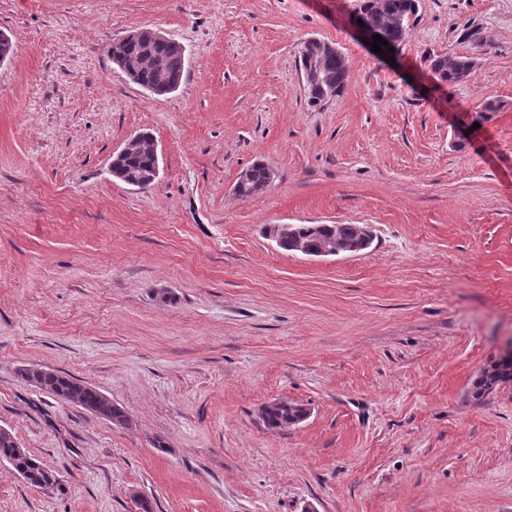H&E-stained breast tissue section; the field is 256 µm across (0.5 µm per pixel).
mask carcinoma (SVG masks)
I'll list each match as a JSON object with an SVG mask.
<instances>
[{
	"instance_id": "cac0c4a2",
	"label": "carcinoma",
	"mask_w": 512,
	"mask_h": 512,
	"mask_svg": "<svg viewBox=\"0 0 512 512\" xmlns=\"http://www.w3.org/2000/svg\"><path fill=\"white\" fill-rule=\"evenodd\" d=\"M414 20L408 0H375V3L366 6L364 13L365 23L386 33L395 42L396 49L403 44L410 23ZM107 55L113 61L125 63L127 77L132 83L142 88L152 86L162 95L166 94L168 83L179 84L184 75V57L165 42L125 36L108 45ZM299 59L302 71H313L312 81L307 87L310 105L315 106L343 92L347 65L342 54L331 51L325 44L307 41L301 48ZM431 65L439 83L455 85L471 73L475 61L468 56L449 52L431 59ZM152 162L150 138L147 137L143 148L132 156L122 158L120 165L127 177L138 179L149 170ZM266 178V165L261 162L254 164L238 179V194L249 197L258 193ZM296 230L310 248H317L327 240L349 244L360 235V227L356 224H325L318 232L310 231L307 224H298ZM21 376L59 400L76 404L116 425L126 426L130 423L126 412L106 395L68 374L27 368L22 370ZM511 383L512 359H494L474 381L472 394L479 399L497 387ZM304 411L305 407L300 403L279 400L264 407L262 420L269 429H282L295 424ZM0 458L10 461L17 473L25 474L33 487L45 489L56 485L52 472L22 448L5 429H0Z\"/></svg>"
}]
</instances>
